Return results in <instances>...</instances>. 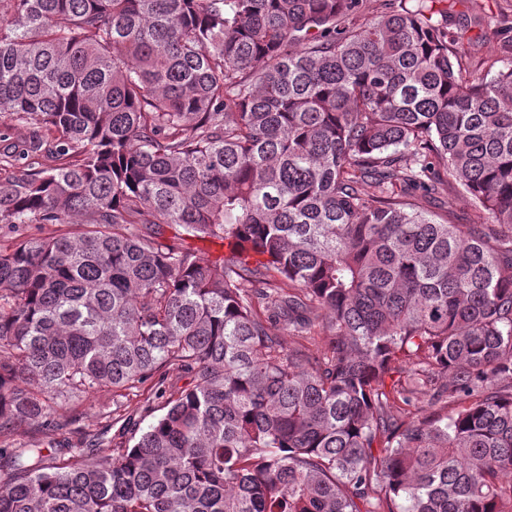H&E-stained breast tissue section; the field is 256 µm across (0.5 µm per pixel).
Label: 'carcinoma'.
Instances as JSON below:
<instances>
[{
	"label": "carcinoma",
	"instance_id": "carcinoma-1",
	"mask_svg": "<svg viewBox=\"0 0 512 512\" xmlns=\"http://www.w3.org/2000/svg\"><path fill=\"white\" fill-rule=\"evenodd\" d=\"M435 2L0 0V224L42 229L0 244V440L75 437L0 448V512H512V64ZM148 382L133 445L79 426ZM413 202L419 209L432 215L437 221L451 224H468L474 211L469 200L454 188H445L442 194L435 197L417 193Z\"/></svg>",
	"mask_w": 512,
	"mask_h": 512
}]
</instances>
